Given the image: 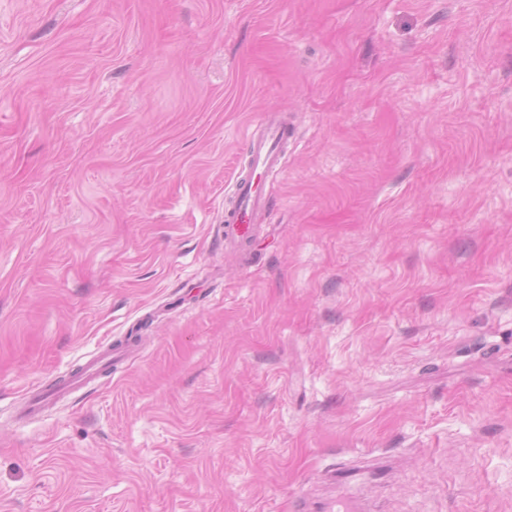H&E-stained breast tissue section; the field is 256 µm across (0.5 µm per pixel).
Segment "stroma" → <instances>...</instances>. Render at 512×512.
I'll list each match as a JSON object with an SVG mask.
<instances>
[{
    "label": "stroma",
    "instance_id": "obj_1",
    "mask_svg": "<svg viewBox=\"0 0 512 512\" xmlns=\"http://www.w3.org/2000/svg\"><path fill=\"white\" fill-rule=\"evenodd\" d=\"M351 493L512 512V0H0V512ZM291 138L288 120L277 112H263L248 134L249 157L234 184V203L224 213V237L247 239L253 224L267 212L266 182L282 167V149ZM113 348L107 345L78 372L57 377L47 387H39L28 399L25 412L29 416L40 414L49 404L68 398L92 384L102 371L112 367Z\"/></svg>",
    "mask_w": 512,
    "mask_h": 512
}]
</instances>
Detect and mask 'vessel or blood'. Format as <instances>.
Instances as JSON below:
<instances>
[{
	"label": "vessel or blood",
	"mask_w": 512,
	"mask_h": 512,
	"mask_svg": "<svg viewBox=\"0 0 512 512\" xmlns=\"http://www.w3.org/2000/svg\"><path fill=\"white\" fill-rule=\"evenodd\" d=\"M291 137L286 118L276 112L262 113L248 135L249 157L234 184V203L224 216V235L246 239L269 207L265 186L282 167V149ZM112 348L103 349L78 372L57 377L38 388L28 399L27 415L40 414L49 404L68 398L92 384L102 371L112 366Z\"/></svg>",
	"instance_id": "1"
}]
</instances>
